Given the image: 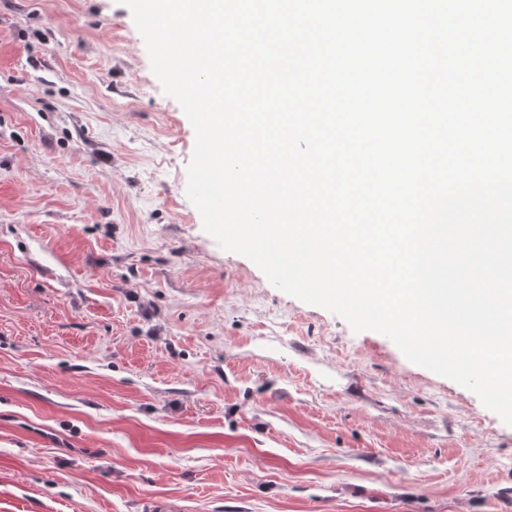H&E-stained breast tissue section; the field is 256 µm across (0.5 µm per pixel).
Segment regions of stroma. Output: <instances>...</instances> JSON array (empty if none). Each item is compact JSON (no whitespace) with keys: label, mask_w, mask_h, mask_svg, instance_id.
<instances>
[{"label":"stroma","mask_w":512,"mask_h":512,"mask_svg":"<svg viewBox=\"0 0 512 512\" xmlns=\"http://www.w3.org/2000/svg\"><path fill=\"white\" fill-rule=\"evenodd\" d=\"M119 0H0V512H512V426L186 195Z\"/></svg>","instance_id":"stroma-1"}]
</instances>
